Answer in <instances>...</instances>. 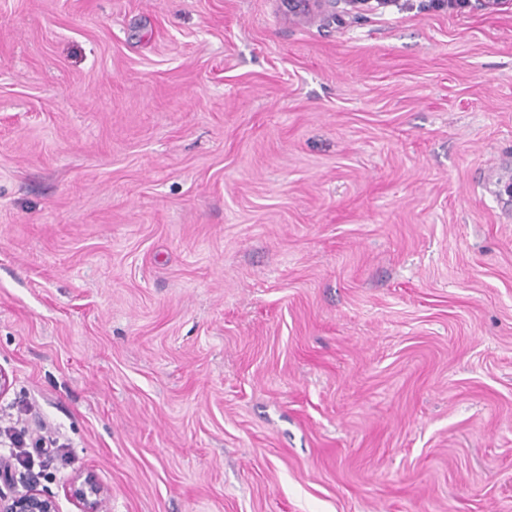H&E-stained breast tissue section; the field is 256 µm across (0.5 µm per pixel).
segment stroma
<instances>
[{
  "instance_id": "1",
  "label": "stroma",
  "mask_w": 512,
  "mask_h": 512,
  "mask_svg": "<svg viewBox=\"0 0 512 512\" xmlns=\"http://www.w3.org/2000/svg\"><path fill=\"white\" fill-rule=\"evenodd\" d=\"M0 368L61 512H512V0H0ZM68 496L75 502L79 512H111V497L94 481L91 476H77L72 479Z\"/></svg>"
}]
</instances>
